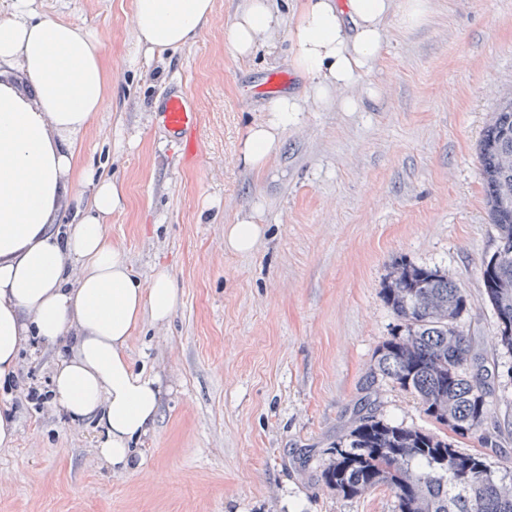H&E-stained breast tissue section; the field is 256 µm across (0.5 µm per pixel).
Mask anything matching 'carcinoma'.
I'll return each instance as SVG.
<instances>
[{"mask_svg":"<svg viewBox=\"0 0 512 512\" xmlns=\"http://www.w3.org/2000/svg\"><path fill=\"white\" fill-rule=\"evenodd\" d=\"M512 97L504 99L479 142L478 158L497 244L512 249ZM404 280L388 281L383 298L401 321L376 350L371 378L381 377L417 396L436 430L387 423L371 393L361 397L344 446L321 477L337 493L355 498L384 487L398 512H512V484L486 458L454 448L450 436L482 430L495 373L485 368L459 321L468 295L436 268L400 264ZM498 320L499 342L512 354V265L485 289Z\"/></svg>","mask_w":512,"mask_h":512,"instance_id":"1","label":"carcinoma"}]
</instances>
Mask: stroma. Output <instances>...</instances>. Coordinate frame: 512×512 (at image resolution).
Returning <instances> with one entry per match:
<instances>
[{"label": "stroma", "instance_id": "35a3bbf8", "mask_svg": "<svg viewBox=\"0 0 512 512\" xmlns=\"http://www.w3.org/2000/svg\"><path fill=\"white\" fill-rule=\"evenodd\" d=\"M241 0H214L194 41L145 61L132 50L133 0H33L37 12L95 33L109 85L82 136L80 164L125 187L107 221L133 274L174 276L182 301L162 325L143 321L129 343L163 398L142 463L115 472L96 452L92 422L70 424L54 401L37 406L0 382L18 423L0 446V512H397L377 488L346 498L321 478L366 386L376 414L408 428L432 421L414 395L371 381L374 352L399 320L381 290L406 261L464 289L460 327L495 392L485 427L457 439L487 451L512 479V356L480 269L494 251L478 144L512 94V0H430L427 21L386 23L381 54L347 89L355 112L309 106L256 173L243 137L263 115L267 77L293 73L286 36L248 60L224 40ZM181 92L200 111L188 157L162 122ZM253 217L264 232L247 254L224 248V227ZM57 349L22 352L16 383L52 387Z\"/></svg>", "mask_w": 512, "mask_h": 512}]
</instances>
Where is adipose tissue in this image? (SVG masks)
<instances>
[{"mask_svg":"<svg viewBox=\"0 0 512 512\" xmlns=\"http://www.w3.org/2000/svg\"><path fill=\"white\" fill-rule=\"evenodd\" d=\"M32 2L12 0L0 21V380L15 375L31 340L65 345L53 400L71 422L95 419L99 457L125 471L137 467L162 399L159 378L134 369L128 341L143 318L168 321L181 294L167 267L145 283L132 276L105 231L107 216L123 206V186L75 166L108 88L99 39L39 15ZM394 13L420 25L429 2L296 0L286 14L274 0H243L224 30L234 55L252 57L264 40L286 34L309 92L266 104L243 141L247 167L266 168L283 133L300 122L304 100L357 110L340 92L378 59ZM212 14L213 0H134L137 53L150 61L191 43ZM80 182L91 184V200L77 192Z\"/></svg>","mask_w":512,"mask_h":512,"instance_id":"obj_1","label":"adipose tissue"}]
</instances>
